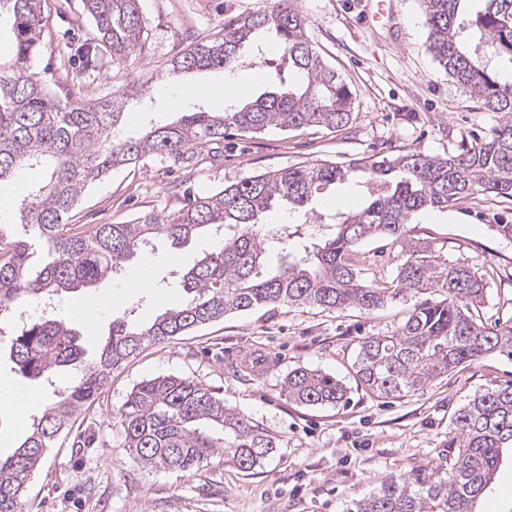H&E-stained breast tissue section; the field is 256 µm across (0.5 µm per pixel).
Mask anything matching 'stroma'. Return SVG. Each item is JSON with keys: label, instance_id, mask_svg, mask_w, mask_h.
Returning a JSON list of instances; mask_svg holds the SVG:
<instances>
[{"label": "stroma", "instance_id": "35a3bbf8", "mask_svg": "<svg viewBox=\"0 0 512 512\" xmlns=\"http://www.w3.org/2000/svg\"><path fill=\"white\" fill-rule=\"evenodd\" d=\"M369 0H293L314 47L354 95L351 122L342 130L319 127L269 129L235 134L214 160L196 152L190 166L159 159L112 171L90 185L74 212L77 224H116L154 212L177 213L189 194L293 164L320 160L349 163L373 156L416 152L445 156L462 140L483 135L498 121L439 69L427 50L428 29L421 0H391L389 25L368 26ZM277 0H142L145 46L93 75L71 80L65 63L93 26L80 0H46L47 26L35 69L57 93L74 90L97 97L157 76L159 92L148 117L156 123L193 111L197 99L174 108L161 97L167 88L218 86L220 71L166 78L172 57L212 37L227 19L268 13ZM512 200L492 194L444 210L416 213L413 238L429 241L440 258L468 259L488 283L478 314L490 325L512 326ZM214 242L201 235L180 247L158 240L136 257L149 272V287L126 290L124 274L97 287L65 293L53 301L57 317L77 328L84 361L97 354L113 319L131 314L152 321L184 297L181 275ZM363 277H390L400 264L399 245L385 237L362 242ZM413 301L397 300L370 313L328 312L315 306L266 308L234 313L161 345L140 349L112 371L108 387L62 433L35 470L26 495L27 512H344L368 496L381 478L416 468L452 464V419L474 394L512 384V360L489 355L464 363L423 390L402 399L376 398L360 387L353 368L360 338L402 324ZM0 337V389L20 390L25 406L0 404V456L22 443L34 418L54 402L51 388L22 377ZM247 351L267 353L270 371L244 364ZM305 366L331 374L349 388L338 407H304L282 394L289 370ZM175 374L208 386L225 404L266 428L279 440L276 452L244 473L216 453L191 474L151 471L131 463L114 424L132 388L143 380Z\"/></svg>", "mask_w": 512, "mask_h": 512}]
</instances>
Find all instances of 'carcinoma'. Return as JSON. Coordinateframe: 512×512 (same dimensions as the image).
I'll use <instances>...</instances> for the list:
<instances>
[{"label":"carcinoma","instance_id":"obj_1","mask_svg":"<svg viewBox=\"0 0 512 512\" xmlns=\"http://www.w3.org/2000/svg\"><path fill=\"white\" fill-rule=\"evenodd\" d=\"M45 0H0V17L12 19V40L0 54V182L20 170L38 174L16 208L18 220L0 219V320H11L20 299L45 303L63 292L94 287L130 266L158 239L174 246L199 232L221 236L218 250L182 275L186 298L144 325L122 316L102 342L98 357L59 392V400L33 420L17 451L0 459V512H24L32 473L45 452L108 384L112 368L142 345L162 344L225 315L288 303L324 309L372 311L434 290L439 300L414 306L395 330L357 343L359 384L377 398L398 399L434 378L491 354L512 359V327L490 329L474 318L485 303L487 282L464 258L435 260L431 246L406 238V226L422 210L494 193L512 200V79L489 58L512 65V0H422L427 50L438 65L484 109L499 115L489 133L463 140L444 157L407 153L394 159L370 156L348 164H294L230 183L217 192L188 198L177 214L145 213L127 224L69 223L70 213L93 182L147 156L182 165L188 151L224 153L230 129L261 133L307 126L342 129L352 118L353 94L338 72L310 43L305 20L279 0L270 14L231 18L215 37L174 56L168 74L221 69L235 73L243 48L264 33L275 35L287 77L232 112H185L139 138L125 137L120 117L131 99L152 98L147 78L129 89L95 98H61L35 77L32 64L46 25ZM94 25L69 64L81 72L107 58L135 50L143 38L141 0H81ZM360 181L363 206L318 211L314 202L336 186ZM285 208L304 218L312 247L292 256V233L269 235L262 218ZM383 236L405 253L394 277L367 283L356 267V246ZM47 248L43 267L28 272L33 243ZM80 333L43 314L14 324L11 358L18 372L48 382L83 355ZM282 392L302 406L348 402L336 377L302 366L288 371ZM117 424L132 463L142 468L191 474L224 451V462L242 472L261 465L279 447L268 430L224 405L211 389L189 376L166 375L137 384L122 405ZM458 457L450 468L390 474L347 512H476L502 459L512 449V384L480 392L452 421Z\"/></svg>","mask_w":512,"mask_h":512}]
</instances>
